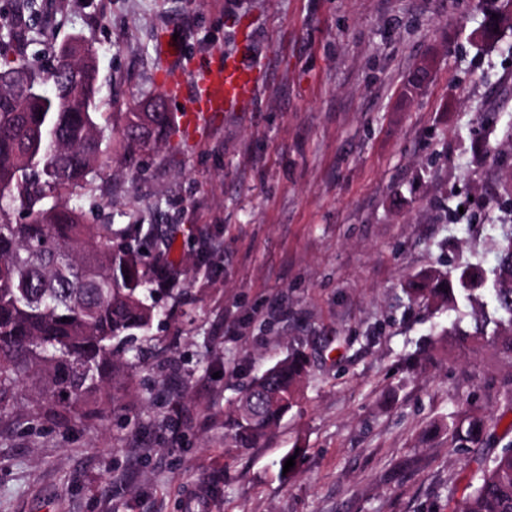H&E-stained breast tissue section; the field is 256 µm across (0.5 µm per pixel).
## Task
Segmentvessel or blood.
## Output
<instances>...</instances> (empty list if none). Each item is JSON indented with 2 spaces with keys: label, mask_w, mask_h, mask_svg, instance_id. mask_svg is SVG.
<instances>
[{
  "label": "vessel or blood",
  "mask_w": 512,
  "mask_h": 512,
  "mask_svg": "<svg viewBox=\"0 0 512 512\" xmlns=\"http://www.w3.org/2000/svg\"><path fill=\"white\" fill-rule=\"evenodd\" d=\"M258 89L257 68L249 59L247 44H240L223 64L196 74L189 106L178 114L180 130L194 135L217 115L241 111Z\"/></svg>",
  "instance_id": "vessel-or-blood-1"
}]
</instances>
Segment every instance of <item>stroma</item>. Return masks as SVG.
Here are the masks:
<instances>
[{
	"mask_svg": "<svg viewBox=\"0 0 512 512\" xmlns=\"http://www.w3.org/2000/svg\"><path fill=\"white\" fill-rule=\"evenodd\" d=\"M76 36L107 118L166 91L170 37L187 82L249 41L260 85L195 139L105 156L86 221L173 236V292L116 406L54 414L19 386L0 512H451L479 465L457 426L512 443V363L406 289L491 268L512 221L490 202L512 183V0H66L56 42ZM295 351L298 403L228 447L239 389Z\"/></svg>",
	"mask_w": 512,
	"mask_h": 512,
	"instance_id": "35a3bbf8",
	"label": "stroma"
}]
</instances>
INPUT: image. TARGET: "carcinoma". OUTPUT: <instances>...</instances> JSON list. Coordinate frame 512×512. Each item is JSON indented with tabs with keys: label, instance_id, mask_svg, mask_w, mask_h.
Masks as SVG:
<instances>
[{
	"label": "carcinoma",
	"instance_id": "obj_1",
	"mask_svg": "<svg viewBox=\"0 0 512 512\" xmlns=\"http://www.w3.org/2000/svg\"><path fill=\"white\" fill-rule=\"evenodd\" d=\"M37 0H11L0 20V411L29 381L49 405L78 415L113 403L141 362L138 336L159 316L148 301L173 266L172 243L154 225L84 223L101 158L114 144L145 148L168 138V112H125L100 121L95 52L81 38L63 48L37 24ZM36 41L44 49L31 57ZM25 220L15 219V213ZM152 254L146 266V254ZM410 294L473 311L445 334L490 345L512 359V232L496 265L448 269L412 281ZM307 361H277L238 393L225 422L233 446L252 448L297 403ZM454 512H512V444L481 461Z\"/></svg>",
	"mask_w": 512,
	"mask_h": 512
}]
</instances>
